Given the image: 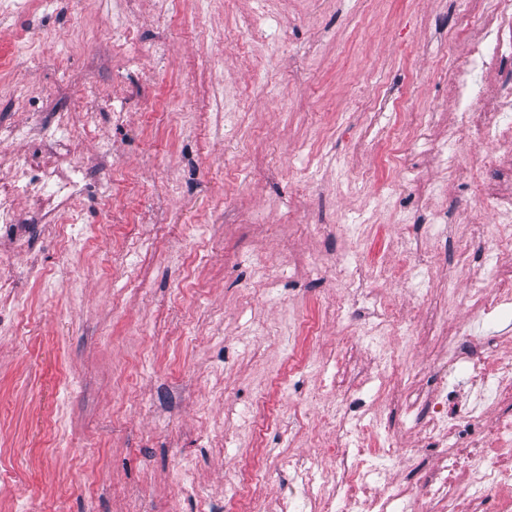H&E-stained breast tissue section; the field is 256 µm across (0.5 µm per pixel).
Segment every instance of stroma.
<instances>
[{
  "instance_id": "stroma-1",
  "label": "stroma",
  "mask_w": 512,
  "mask_h": 512,
  "mask_svg": "<svg viewBox=\"0 0 512 512\" xmlns=\"http://www.w3.org/2000/svg\"><path fill=\"white\" fill-rule=\"evenodd\" d=\"M458 10L168 0L165 24L156 0H33L0 20V125L28 131L14 151L83 171L28 249L0 240L20 303L0 320V512H203L240 448L272 510L327 440L326 413L377 430L392 486L426 484L443 455L423 449L406 393L431 390L452 345L512 362V303L484 312L456 276L512 270L479 196L512 153L472 143L460 174L416 139L419 120L442 140L457 122L449 75L482 37ZM117 14L133 41L113 42ZM261 15L274 36L257 70L236 28ZM70 224L85 244L69 256ZM355 270L364 305L390 303L397 325L345 308ZM443 376L483 425L512 412V386L478 392L459 361ZM183 460L203 496L181 493Z\"/></svg>"
}]
</instances>
